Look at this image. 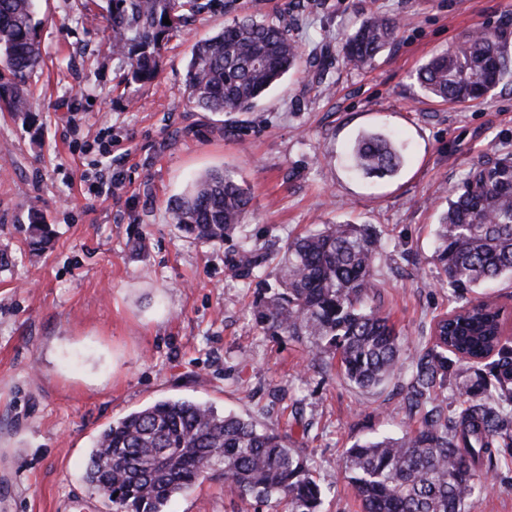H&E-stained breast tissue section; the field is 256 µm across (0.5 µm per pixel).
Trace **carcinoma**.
Instances as JSON below:
<instances>
[{"mask_svg":"<svg viewBox=\"0 0 512 512\" xmlns=\"http://www.w3.org/2000/svg\"><path fill=\"white\" fill-rule=\"evenodd\" d=\"M206 0H106L112 58L130 81L152 83L161 46L187 19L206 12ZM169 18L171 24L163 23ZM35 0H0V63L11 81L0 84V111L29 118L35 106L25 86L41 61ZM396 22L373 14L344 42L354 66L371 61L393 39ZM303 53L288 26L245 15L197 41L187 65V100L202 112L251 109L282 78L299 69ZM512 77V32L480 29L416 72L419 87L444 102L484 99ZM353 170L391 175L403 159L394 136L362 134L351 150ZM250 197L227 171L196 177L170 205L172 223L187 236L221 243L248 214ZM51 235L38 213L29 214V243ZM434 261L450 288L512 280V153L475 168L436 224ZM378 238L357 224H324L288 242L278 262L279 287H267L252 307L264 332L306 340L336 358L344 377L370 390L411 360L409 408L420 428L400 437L355 442L344 468L361 512H466L488 489L503 431L512 422V339L502 335L495 307L468 300L436 321L426 353H407L390 317L373 303ZM486 364L492 379L463 386L468 406L448 417L431 397L450 373L459 378ZM213 471L242 498L282 512H318L322 489L305 456L286 434L261 430L235 414L182 398L158 400L112 422L98 435L85 478L116 512H166Z\"/></svg>","mask_w":512,"mask_h":512,"instance_id":"cac0c4a2","label":"carcinoma"}]
</instances>
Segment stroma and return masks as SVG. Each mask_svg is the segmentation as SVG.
<instances>
[{
	"mask_svg": "<svg viewBox=\"0 0 512 512\" xmlns=\"http://www.w3.org/2000/svg\"><path fill=\"white\" fill-rule=\"evenodd\" d=\"M396 18L372 62L347 64L365 17ZM285 15L305 65L246 112L188 104L199 39L238 17ZM100 7L37 0L43 63L22 121L0 113V512H115L85 479L98 432L165 398H189L291 435L324 491L321 512H360L341 466L356 441L400 436L420 417L404 368L366 392L309 344L259 331L240 260L279 254L318 224L374 227L389 258L381 302L425 351L460 292L441 282L434 229L450 190L512 152V79L482 101L426 97L419 67L464 34L512 30V0H212L166 41L149 86L123 82ZM399 138L403 163L365 178L349 149L366 129ZM231 172L250 213L220 244L187 237L169 204L197 175ZM120 190H111L112 182ZM37 211L52 230L30 249ZM470 512H512V454L501 453ZM167 512H262L213 473Z\"/></svg>",
	"mask_w": 512,
	"mask_h": 512,
	"instance_id": "stroma-1",
	"label": "stroma"
}]
</instances>
